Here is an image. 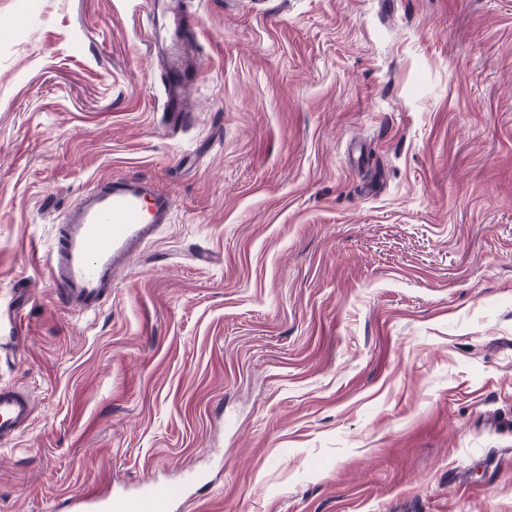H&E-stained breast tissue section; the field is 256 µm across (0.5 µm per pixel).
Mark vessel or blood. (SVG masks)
Segmentation results:
<instances>
[{"instance_id": "1", "label": "vessel or blood", "mask_w": 512, "mask_h": 512, "mask_svg": "<svg viewBox=\"0 0 512 512\" xmlns=\"http://www.w3.org/2000/svg\"><path fill=\"white\" fill-rule=\"evenodd\" d=\"M196 86L194 72L172 64L165 85L171 119L184 123L183 108ZM175 202L171 194L142 177L104 180L69 209L57 227L56 241L47 259L57 299L68 308L91 312L111 297L117 267L131 262L169 223ZM29 398L0 387V440L19 437L31 424ZM172 489L163 483H144L134 491L62 499V512H172Z\"/></svg>"}]
</instances>
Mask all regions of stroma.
<instances>
[{
  "label": "stroma",
  "mask_w": 512,
  "mask_h": 512,
  "mask_svg": "<svg viewBox=\"0 0 512 512\" xmlns=\"http://www.w3.org/2000/svg\"><path fill=\"white\" fill-rule=\"evenodd\" d=\"M0 0V512H512V0ZM126 174L172 223L75 313L47 255ZM196 73L197 71H188L178 62H174L170 68L165 85L166 107L169 109L171 120L174 123H185L189 120V112L183 109V104L196 86ZM33 405L29 398L11 388L0 387V440L19 437L31 424ZM174 492L164 483L146 482L135 491L99 495L69 496L62 499L60 508L66 512H171Z\"/></svg>",
  "instance_id": "obj_1"
}]
</instances>
